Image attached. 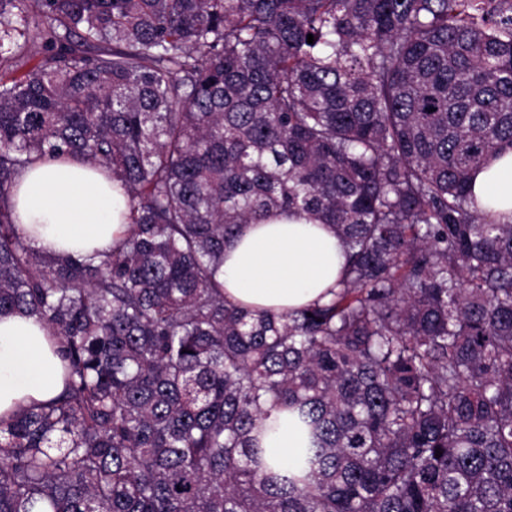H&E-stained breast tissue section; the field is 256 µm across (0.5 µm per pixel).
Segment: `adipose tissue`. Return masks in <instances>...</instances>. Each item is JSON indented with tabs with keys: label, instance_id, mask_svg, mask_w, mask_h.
I'll return each instance as SVG.
<instances>
[{
	"label": "adipose tissue",
	"instance_id": "1",
	"mask_svg": "<svg viewBox=\"0 0 512 512\" xmlns=\"http://www.w3.org/2000/svg\"><path fill=\"white\" fill-rule=\"evenodd\" d=\"M476 210L512 224V151L472 178ZM13 218L23 239L44 254L86 257L109 251L125 229V194L95 167L75 161L29 166L10 192ZM344 265L334 230L326 224L271 215L244 224L224 244L218 278L227 301L280 312L325 301ZM62 362L45 325L24 312L0 316V416L44 403L63 389ZM270 466H290L302 446L287 413L276 412L262 437Z\"/></svg>",
	"mask_w": 512,
	"mask_h": 512
}]
</instances>
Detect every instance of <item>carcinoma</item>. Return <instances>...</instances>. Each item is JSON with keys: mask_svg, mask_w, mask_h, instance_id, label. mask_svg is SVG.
<instances>
[{"mask_svg": "<svg viewBox=\"0 0 512 512\" xmlns=\"http://www.w3.org/2000/svg\"><path fill=\"white\" fill-rule=\"evenodd\" d=\"M30 53L0 76V314L48 328L64 391L0 418V512H512V224L470 184L512 150V0H0V69ZM43 159L121 181L99 259L19 236ZM270 214L336 232L330 300H224ZM262 447L266 461L273 468L282 469L292 464L303 447L300 437L289 425L288 413L274 412L267 420Z\"/></svg>", "mask_w": 512, "mask_h": 512, "instance_id": "cac0c4a2", "label": "carcinoma"}]
</instances>
